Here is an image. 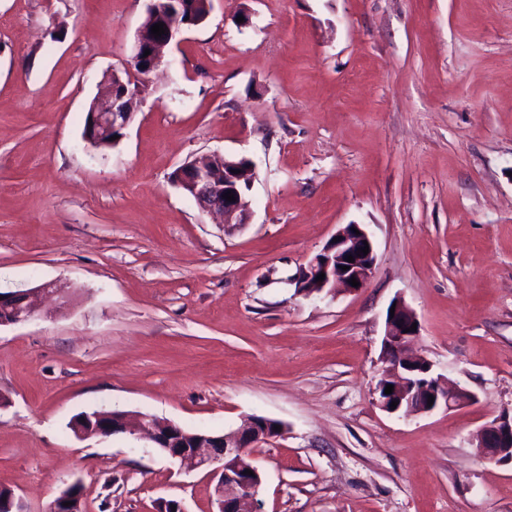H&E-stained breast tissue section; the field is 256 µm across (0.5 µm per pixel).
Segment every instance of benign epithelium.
Segmentation results:
<instances>
[{
  "label": "benign epithelium",
  "mask_w": 512,
  "mask_h": 512,
  "mask_svg": "<svg viewBox=\"0 0 512 512\" xmlns=\"http://www.w3.org/2000/svg\"><path fill=\"white\" fill-rule=\"evenodd\" d=\"M145 15L154 16L164 23L165 34L145 38L143 28H138L132 46V62L135 74L127 80H118L124 94L116 95L112 78L104 83L108 89L101 92L96 106L88 115L83 131V140L91 148H97L101 134H123L134 119L132 104H123L128 98L131 85L148 74L162 62L163 49L170 45L191 22L182 18V0H148ZM150 55H144L145 50ZM223 179L213 172L209 162H191L179 167L175 173V184L190 195L206 213H216L229 221L236 218V224L250 221V203L246 188L251 184V165L246 159H226L220 162ZM234 195L235 200L223 199L225 193ZM335 238L300 269L293 278L296 292L305 296H327L336 287L349 291L364 288L371 280L375 265L374 243L362 224H347L340 228ZM369 247V253L361 248ZM353 256L354 263L347 262ZM350 269L343 270V267ZM325 274L322 281L316 280ZM356 278L359 287L350 283ZM52 284H43L25 291L7 292L0 295V327L16 325L27 321L35 312L43 293ZM394 316H386L385 330L381 341V355L387 364L377 384L379 407L391 414L402 412L406 415L431 413L444 408H461L475 402V396L459 386L444 383L432 371V364L424 357H413L407 349L418 331L410 330L417 322L414 310L397 298ZM393 385L391 394L385 393L387 385ZM434 397L428 404V397ZM396 408H390L392 402ZM272 419L254 415L236 430L222 434H208L191 438L183 428L172 421L161 419L149 413H130L122 410H94L84 415V424L76 426L77 437L81 439L107 438L115 434L130 432L151 441L154 447L173 461L191 468L207 469L214 482L213 497L215 512H260L259 489L263 476L254 464L253 449L273 437L280 436L285 426L272 429ZM477 452L480 456L500 463L512 464V414L502 413L489 421L477 434ZM252 474H246V471ZM51 512H82L81 494L64 488L55 498Z\"/></svg>",
  "instance_id": "7a95c632"
}]
</instances>
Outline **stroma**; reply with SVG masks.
Returning <instances> with one entry per match:
<instances>
[{
  "label": "stroma",
  "mask_w": 512,
  "mask_h": 512,
  "mask_svg": "<svg viewBox=\"0 0 512 512\" xmlns=\"http://www.w3.org/2000/svg\"><path fill=\"white\" fill-rule=\"evenodd\" d=\"M146 4L0 0V290L70 299L0 328V488L22 512L76 481L84 512H213L205 471L69 422L119 409L221 433L259 415L286 427L253 452L262 512H512V465L473 445L512 413V0H212L122 137L87 148ZM214 156L252 162L250 224L172 181ZM347 224L375 243L366 288L297 294ZM397 297L414 353L474 403L377 406Z\"/></svg>",
  "instance_id": "obj_1"
}]
</instances>
